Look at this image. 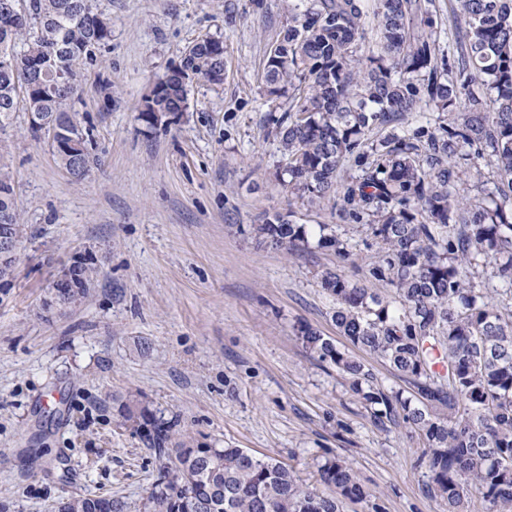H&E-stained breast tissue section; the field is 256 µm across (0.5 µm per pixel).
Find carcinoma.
I'll return each mask as SVG.
<instances>
[{"instance_id": "obj_1", "label": "carcinoma", "mask_w": 512, "mask_h": 512, "mask_svg": "<svg viewBox=\"0 0 512 512\" xmlns=\"http://www.w3.org/2000/svg\"><path fill=\"white\" fill-rule=\"evenodd\" d=\"M0 0V122L22 109L58 122L59 164L75 178L97 164L90 127L73 108L80 69L112 40L96 0ZM432 0H288L263 69L275 178L310 205L336 201L342 222L366 228L374 252L364 282L326 269L319 286L348 343L388 364L407 390H388L369 365L320 330L296 338L336 369L373 423L405 424L422 442L429 487L448 512H512V0H450L454 41L437 43ZM224 43L205 37L158 81L139 109L150 123L187 110L190 83L217 84ZM287 100L288 108L279 99ZM434 122L404 128L405 116ZM494 169L492 186L465 193L460 160ZM0 224L22 236L11 171L0 163ZM258 244L289 255L316 248L355 262L337 224L318 231L275 213L251 227ZM383 283L390 295L367 288ZM124 425L159 462L140 512H342L346 501L386 512L340 456L319 466L325 496L288 465L201 441L136 398ZM57 512H127L87 493Z\"/></svg>"}]
</instances>
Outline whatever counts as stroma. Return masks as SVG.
I'll return each instance as SVG.
<instances>
[{"instance_id": "1", "label": "stroma", "mask_w": 512, "mask_h": 512, "mask_svg": "<svg viewBox=\"0 0 512 512\" xmlns=\"http://www.w3.org/2000/svg\"><path fill=\"white\" fill-rule=\"evenodd\" d=\"M112 40L78 77L98 166L72 178L26 112L0 125L24 224L15 275L0 284V512H55L78 493L137 512L156 460L122 427L118 402L141 394L180 431L290 465L327 493L318 466L340 455L387 512H448L427 489L417 435L377 428L334 369L295 337L328 336L331 252L287 255L246 229L294 211L336 223L334 200L310 209L272 172L262 68L284 0H98ZM224 43L221 85L193 84L189 109L154 123L141 99L204 37ZM242 225L239 233L229 232ZM93 268L76 302L53 285Z\"/></svg>"}]
</instances>
